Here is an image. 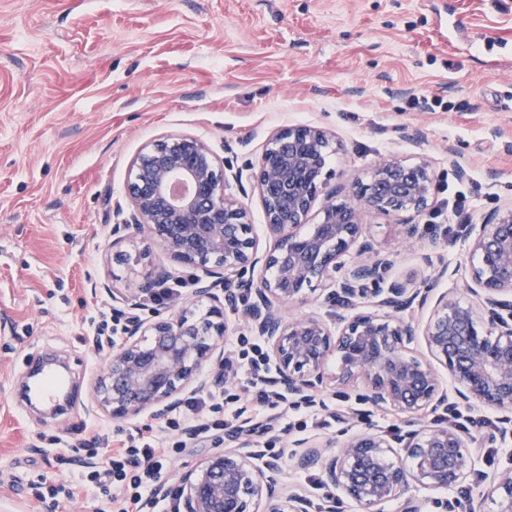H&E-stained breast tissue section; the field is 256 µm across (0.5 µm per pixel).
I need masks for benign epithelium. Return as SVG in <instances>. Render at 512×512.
<instances>
[{
  "mask_svg": "<svg viewBox=\"0 0 512 512\" xmlns=\"http://www.w3.org/2000/svg\"><path fill=\"white\" fill-rule=\"evenodd\" d=\"M335 135L312 125L288 127L272 135L251 181L264 208L274 244L259 254V240L247 236L249 212L232 194L242 172L227 173L211 148L192 136L147 143L130 167V218L112 225V245L130 232H146L166 254L196 270V294L207 311H182L143 319L134 315L122 343L113 348L95 386L96 410L116 422L157 415L174 408L189 387L202 391L204 367L225 366L224 337L240 328L225 310L237 309L241 290L249 297L243 326L263 337L266 364L281 390L297 402L312 403L336 358L334 381L362 384V399L391 407L407 418L404 431L364 433L338 446L309 445L297 459L314 467L327 489L320 512H337L336 493L360 512H377L401 501V512H421L404 498L413 483L452 488L467 476L476 439L453 411L462 403L501 413L489 435L512 436V202L477 222L404 225L406 238L428 237L438 253L467 242L471 284L477 302L439 296L423 328L429 358L409 352L415 332L404 318L424 306L432 286L393 280L392 260L364 232L367 214L414 217L423 213L435 174L426 159L407 162L382 157L369 181H356L345 194L327 189L326 158ZM319 220L302 231L318 194ZM356 248L363 260L348 263ZM170 278L164 268L112 299L134 308L133 298ZM321 286L338 321L333 328L312 316L286 315L305 291ZM448 370L454 401L441 386L436 365ZM232 447L216 451L177 480L179 512H310V501L265 476L263 450L250 434H228ZM402 449V453L395 449ZM512 512V471L496 474L476 497L446 501L448 512Z\"/></svg>",
  "mask_w": 512,
  "mask_h": 512,
  "instance_id": "obj_1",
  "label": "benign epithelium"
}]
</instances>
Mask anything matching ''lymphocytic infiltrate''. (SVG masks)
<instances>
[{
    "mask_svg": "<svg viewBox=\"0 0 512 512\" xmlns=\"http://www.w3.org/2000/svg\"><path fill=\"white\" fill-rule=\"evenodd\" d=\"M240 370L249 384L244 402L225 401L224 391L219 388L206 396L187 398L175 413L141 424L134 432L97 434L91 449L97 458L94 469L77 472L67 482L49 485L37 492V501L43 504L61 496L75 500L91 493L112 505L114 512H176V494L159 492L165 465L183 446L182 441L173 440V433L180 431L204 439L211 431L222 429L225 420L239 418L244 405H251L256 415L264 413L270 393L256 371L255 360L243 363ZM212 411L223 412V419H209Z\"/></svg>",
    "mask_w": 512,
    "mask_h": 512,
    "instance_id": "obj_1",
    "label": "lymphocytic infiltrate"
}]
</instances>
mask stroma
<instances>
[{"label": "stroma", "mask_w": 512, "mask_h": 512, "mask_svg": "<svg viewBox=\"0 0 512 512\" xmlns=\"http://www.w3.org/2000/svg\"><path fill=\"white\" fill-rule=\"evenodd\" d=\"M510 48L512 0H0V512H33L41 482L71 476L76 449L49 451L48 436L135 426L94 409L108 357L85 319L116 310L112 287L156 267L194 278L146 233L122 253L110 246L143 145L191 135L244 170L274 132L324 126L341 143L330 186L348 191L386 155L424 157L436 182L416 223H451L458 198L475 219L512 201ZM417 96L439 105L415 107ZM366 222L392 279L431 276L428 246L408 242L399 219ZM445 262L437 292L468 300L467 244ZM46 353L79 388L50 418L17 401L26 365ZM360 391L328 386L324 407L276 401L229 427L266 448L272 479L317 505L321 492L297 482L295 440L406 426L395 411H367Z\"/></svg>", "instance_id": "stroma-1"}]
</instances>
